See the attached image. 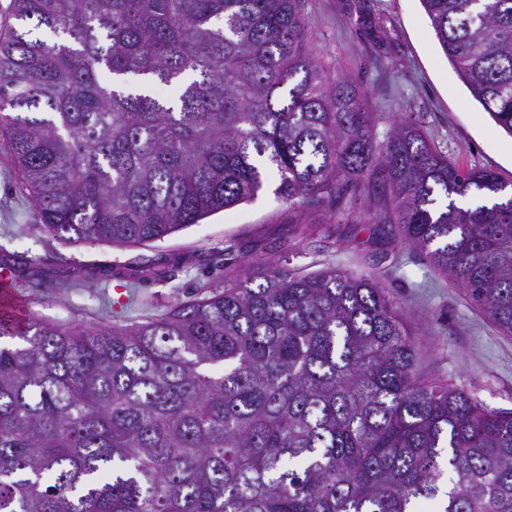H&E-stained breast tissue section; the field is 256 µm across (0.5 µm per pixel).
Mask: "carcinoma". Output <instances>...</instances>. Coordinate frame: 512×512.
<instances>
[{
    "mask_svg": "<svg viewBox=\"0 0 512 512\" xmlns=\"http://www.w3.org/2000/svg\"><path fill=\"white\" fill-rule=\"evenodd\" d=\"M303 2L10 0L0 137L44 231L148 246L272 172L292 208L381 202L368 223L512 336V181L404 119L378 140L365 91L308 46ZM422 4L512 135V0ZM0 268L45 287L23 254ZM2 338L0 512H512V411L426 378L370 274L274 268L129 326L0 316Z\"/></svg>",
    "mask_w": 512,
    "mask_h": 512,
    "instance_id": "cac0c4a2",
    "label": "carcinoma"
}]
</instances>
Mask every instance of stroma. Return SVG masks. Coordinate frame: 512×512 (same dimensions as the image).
<instances>
[{
    "label": "stroma",
    "mask_w": 512,
    "mask_h": 512,
    "mask_svg": "<svg viewBox=\"0 0 512 512\" xmlns=\"http://www.w3.org/2000/svg\"><path fill=\"white\" fill-rule=\"evenodd\" d=\"M306 39L328 73L367 92L378 137L394 120L413 122L462 169L483 167L512 180V135L472 96L445 56L421 0H305ZM268 178L257 197L215 213L149 247L71 245L42 231L0 138V247L68 269L65 286L22 288L24 317L87 327L128 325L271 266L308 274L333 264L371 273L400 302L430 378L468 389L484 406L512 411V337L488 322L461 288L416 248L368 224L361 198L290 209ZM175 265L172 285L130 281L144 262Z\"/></svg>",
    "instance_id": "35a3bbf8"
}]
</instances>
